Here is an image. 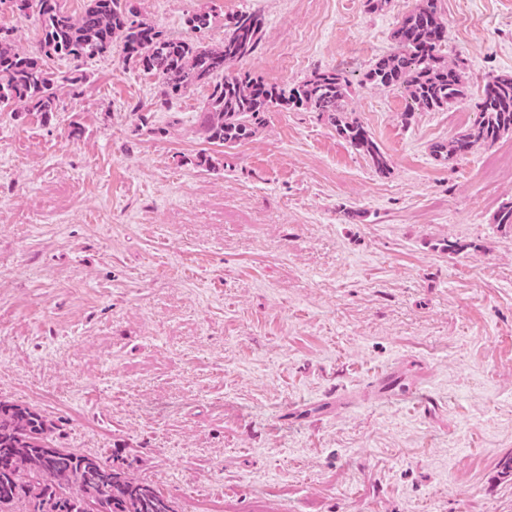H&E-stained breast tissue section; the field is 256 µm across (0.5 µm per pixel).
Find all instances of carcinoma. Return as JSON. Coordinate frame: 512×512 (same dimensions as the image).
Returning a JSON list of instances; mask_svg holds the SVG:
<instances>
[{"mask_svg": "<svg viewBox=\"0 0 512 512\" xmlns=\"http://www.w3.org/2000/svg\"><path fill=\"white\" fill-rule=\"evenodd\" d=\"M22 15L40 23V51L29 55L16 48L10 31L0 28V112L16 102L43 116L56 111L59 92L83 82L84 75L58 77L53 57L76 60L112 54L120 41L124 61L157 77L166 96L197 86L211 87L202 113L205 138L225 146L239 144L263 125L270 107H305L336 123V132L365 155L375 171H389L387 156L356 121L341 117L350 95L348 79L334 70L320 71L289 90L276 89L248 73L228 77L224 70L251 55L263 21L240 12L227 24L224 41L204 47L187 38L167 35L154 24L133 19L131 0H88L78 15L63 0H12ZM395 49L366 74L371 84L401 89L411 110L447 109L465 96L460 60L441 55L445 27L438 0L407 15L393 33ZM224 79L217 80V77ZM512 132V76L486 82L478 115L463 133L433 145V154L452 161L477 143H492ZM52 429L31 408L0 401V512H174L169 500L147 481H136L113 462L97 455L76 454L53 443Z\"/></svg>", "mask_w": 512, "mask_h": 512, "instance_id": "carcinoma-1", "label": "carcinoma"}]
</instances>
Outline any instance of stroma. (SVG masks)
Instances as JSON below:
<instances>
[{"instance_id":"obj_1","label":"stroma","mask_w":512,"mask_h":512,"mask_svg":"<svg viewBox=\"0 0 512 512\" xmlns=\"http://www.w3.org/2000/svg\"><path fill=\"white\" fill-rule=\"evenodd\" d=\"M134 3L174 37L210 12L209 46L261 14L230 74L339 71L390 171L308 109L271 107L225 147L200 131L209 87L162 96L116 52L52 60L86 75L57 112H0V398L175 512H512V133L431 151L512 75V0H439L466 96L431 112L365 79L426 0ZM0 27L38 48L8 0ZM394 368L432 412L379 395Z\"/></svg>"}]
</instances>
